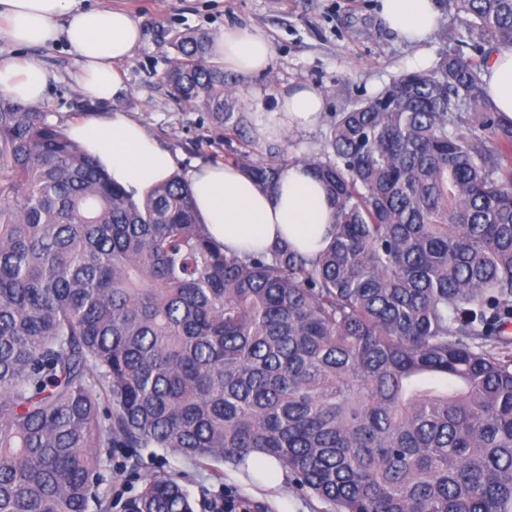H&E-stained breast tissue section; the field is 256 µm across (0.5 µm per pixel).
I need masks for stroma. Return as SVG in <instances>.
<instances>
[{
	"instance_id": "1",
	"label": "stroma",
	"mask_w": 512,
	"mask_h": 512,
	"mask_svg": "<svg viewBox=\"0 0 512 512\" xmlns=\"http://www.w3.org/2000/svg\"><path fill=\"white\" fill-rule=\"evenodd\" d=\"M143 38L124 65L123 88L114 97L96 100L78 88L81 64L65 46L19 49L35 55L57 76L42 105L51 122H69L115 112L141 124L176 156L179 172L223 163L238 148L225 141L224 131L210 114L179 104L160 80L176 56L178 35L195 31L217 33L228 27L255 26L265 32L274 49L268 71L243 75L225 68L227 84L245 85L240 100L250 123L249 135L273 112L279 97L310 85L325 97L320 122L307 130L283 129L275 142L285 160L322 152L329 130L340 113L380 92L396 76L414 71L413 47L405 43L375 12L373 0H131ZM105 486L119 505L138 495L143 475L172 474L190 494L194 512H211L210 504L234 497L246 512H332L329 504L310 497L282 473L250 479L225 470L216 478L210 468L185 459L172 449L139 451V476H132L121 448L104 454Z\"/></svg>"
}]
</instances>
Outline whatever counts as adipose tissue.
Listing matches in <instances>:
<instances>
[{
    "label": "adipose tissue",
    "instance_id": "1",
    "mask_svg": "<svg viewBox=\"0 0 512 512\" xmlns=\"http://www.w3.org/2000/svg\"><path fill=\"white\" fill-rule=\"evenodd\" d=\"M376 11L404 42L417 49L440 26L436 0H376ZM0 39L16 47L67 46L82 65V91L104 100L121 89V67L132 59L142 33L130 12L101 2L0 0ZM211 55L240 73L259 74L267 70L273 47L261 29L226 28L213 36ZM50 79V71L39 58H0V93L20 104H38ZM483 79L493 109L503 121L512 120V48L491 55ZM324 110L322 93L303 87L280 99L266 127L276 131L284 125L310 128ZM68 135L115 182L139 194L167 180L175 170L172 153L139 122L120 112L71 122ZM185 180L210 236L229 251L266 252L285 243L314 256L331 240L333 211L325 187L304 164L284 168L271 193L230 165L192 169Z\"/></svg>",
    "mask_w": 512,
    "mask_h": 512
}]
</instances>
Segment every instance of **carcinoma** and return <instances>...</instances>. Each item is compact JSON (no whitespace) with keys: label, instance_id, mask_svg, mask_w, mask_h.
I'll use <instances>...</instances> for the list:
<instances>
[{"label":"carcinoma","instance_id":"cac0c4a2","mask_svg":"<svg viewBox=\"0 0 512 512\" xmlns=\"http://www.w3.org/2000/svg\"><path fill=\"white\" fill-rule=\"evenodd\" d=\"M436 2L464 32L302 160L334 208L314 258L225 251L180 175L138 196L0 94V512H111L103 448L270 458L334 512H512V122L482 80L512 0ZM208 48L182 34L161 80L272 190ZM122 509L194 512L164 474Z\"/></svg>","mask_w":512,"mask_h":512}]
</instances>
